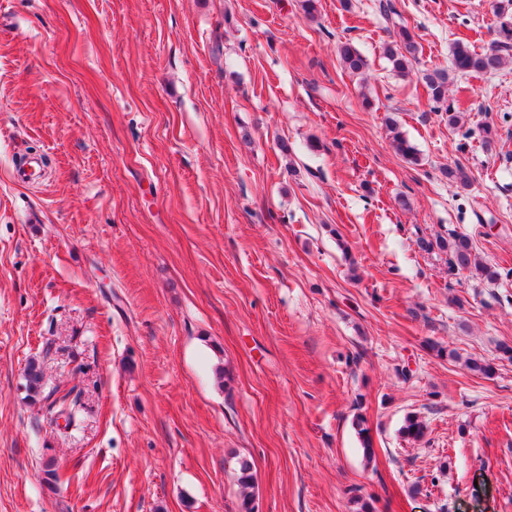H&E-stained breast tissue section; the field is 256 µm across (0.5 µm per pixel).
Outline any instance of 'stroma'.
Wrapping results in <instances>:
<instances>
[{"mask_svg": "<svg viewBox=\"0 0 512 512\" xmlns=\"http://www.w3.org/2000/svg\"><path fill=\"white\" fill-rule=\"evenodd\" d=\"M503 22L507 0H0V512H240L242 459L255 512H512V62L451 74L454 126L422 80ZM452 231L498 282L417 246ZM417 43L412 34L405 27L397 32V39L389 43L384 54L392 66V70L400 76L411 73L412 61L416 59Z\"/></svg>", "mask_w": 512, "mask_h": 512, "instance_id": "1", "label": "stroma"}]
</instances>
